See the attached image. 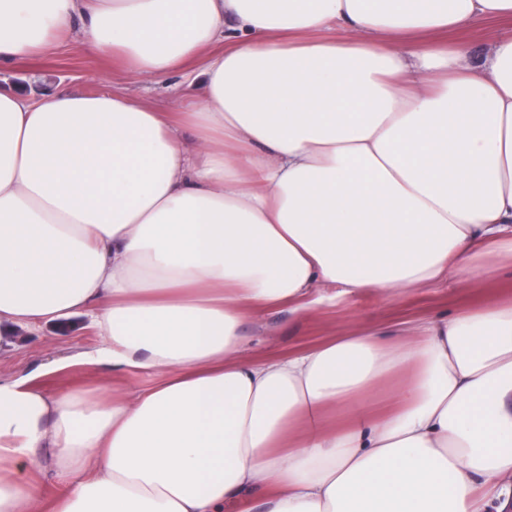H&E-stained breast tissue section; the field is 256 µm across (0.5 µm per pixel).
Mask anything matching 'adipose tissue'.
I'll return each mask as SVG.
<instances>
[{
  "instance_id": "obj_1",
  "label": "adipose tissue",
  "mask_w": 512,
  "mask_h": 512,
  "mask_svg": "<svg viewBox=\"0 0 512 512\" xmlns=\"http://www.w3.org/2000/svg\"><path fill=\"white\" fill-rule=\"evenodd\" d=\"M71 20L143 77L205 64L164 111L0 91V331L82 315V362L157 378L0 382V512H29L35 448L53 512H224L255 489L266 512H506L512 303L280 358L241 327L512 260V35L478 65L463 40L394 46L512 22V0H0V67L55 54Z\"/></svg>"
}]
</instances>
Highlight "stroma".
<instances>
[{
    "label": "stroma",
    "instance_id": "stroma-1",
    "mask_svg": "<svg viewBox=\"0 0 512 512\" xmlns=\"http://www.w3.org/2000/svg\"><path fill=\"white\" fill-rule=\"evenodd\" d=\"M66 44L52 56H28L0 70L1 88L51 90L57 87L94 94L117 90L159 110L186 88L190 74L202 60L159 78L139 76L121 62L86 56L79 49L81 32L76 23L67 27ZM512 298V263L487 262L484 280L474 287L444 284L405 293L378 304L370 299H339L308 313L275 307L258 312L242 328L244 348L263 359L303 349L315 342L341 335L351 326L397 329L406 321L449 318L487 299ZM99 340L82 317H74L67 331L53 324L35 330L18 329L0 339V378L30 379L33 386L53 394L67 387L92 392L101 388L132 393L148 386L147 374L120 373L79 363V352L98 346Z\"/></svg>",
    "mask_w": 512,
    "mask_h": 512
}]
</instances>
